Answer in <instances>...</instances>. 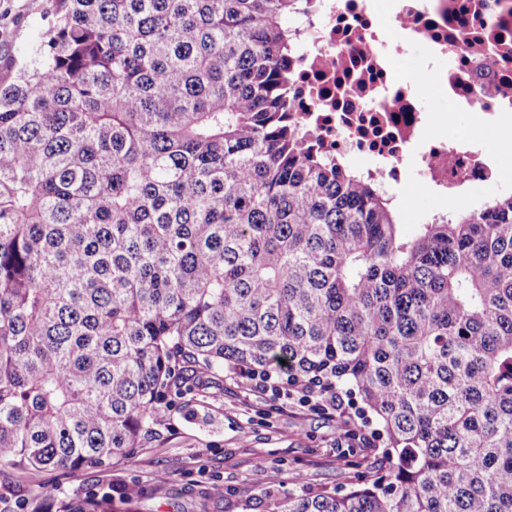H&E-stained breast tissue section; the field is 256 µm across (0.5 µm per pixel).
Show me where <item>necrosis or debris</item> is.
Returning a JSON list of instances; mask_svg holds the SVG:
<instances>
[{"label":"necrosis or debris","mask_w":512,"mask_h":512,"mask_svg":"<svg viewBox=\"0 0 512 512\" xmlns=\"http://www.w3.org/2000/svg\"><path fill=\"white\" fill-rule=\"evenodd\" d=\"M291 114L328 158L360 165L387 191L416 169L431 193L463 199L499 179L478 143L433 133L404 59L475 119L512 117V0H307L295 16Z\"/></svg>","instance_id":"necrosis-or-debris-1"}]
</instances>
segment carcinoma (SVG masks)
Instances as JSON below:
<instances>
[{
  "label": "carcinoma",
  "mask_w": 512,
  "mask_h": 512,
  "mask_svg": "<svg viewBox=\"0 0 512 512\" xmlns=\"http://www.w3.org/2000/svg\"><path fill=\"white\" fill-rule=\"evenodd\" d=\"M300 2L56 0L0 82V471L137 447L182 361L347 389L385 433L376 478L248 509L512 512V193L408 237L305 150Z\"/></svg>",
  "instance_id": "carcinoma-1"
}]
</instances>
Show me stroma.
Returning a JSON list of instances; mask_svg holds the SVG:
<instances>
[{"instance_id": "stroma-1", "label": "stroma", "mask_w": 512, "mask_h": 512, "mask_svg": "<svg viewBox=\"0 0 512 512\" xmlns=\"http://www.w3.org/2000/svg\"><path fill=\"white\" fill-rule=\"evenodd\" d=\"M54 0H0V78L41 38ZM424 111L447 120V134L479 142L495 158L504 185L512 187V157L499 140L446 93L428 88ZM405 233L436 215H454L459 204L422 189L416 177L389 194ZM165 417L129 454L71 476L59 470L0 473V512L30 503L40 486L57 500L112 493V512H244L245 500L269 486L285 487L293 472L305 487L344 491L351 481L375 478L382 446L374 423L356 416L348 397L343 416L331 417L298 394L249 392L232 372L182 363L166 392ZM224 486L216 495L213 483Z\"/></svg>"}]
</instances>
